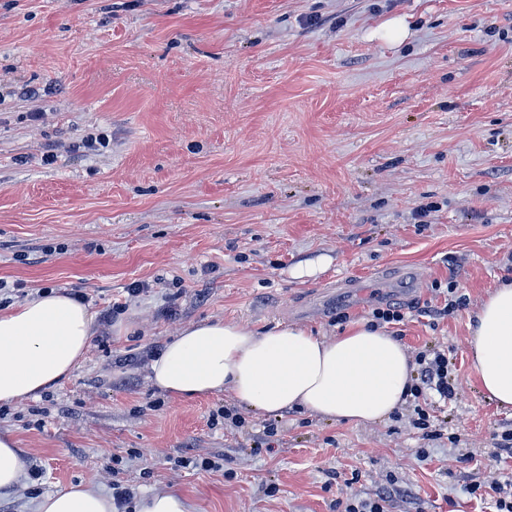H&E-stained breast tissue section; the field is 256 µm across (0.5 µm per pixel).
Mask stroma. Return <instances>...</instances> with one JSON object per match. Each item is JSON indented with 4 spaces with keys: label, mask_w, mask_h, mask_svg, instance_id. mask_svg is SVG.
<instances>
[{
    "label": "stroma",
    "mask_w": 512,
    "mask_h": 512,
    "mask_svg": "<svg viewBox=\"0 0 512 512\" xmlns=\"http://www.w3.org/2000/svg\"><path fill=\"white\" fill-rule=\"evenodd\" d=\"M506 276L512 0H0V281L113 312L68 378L0 409L7 512L116 478L191 512H332L392 482L393 512H490L468 489L512 470V410L480 396L468 324ZM451 284L465 305L423 316ZM383 303L408 356L447 351L458 396L433 414L456 443L408 404L355 425L148 378L192 323L329 338ZM193 454L223 471L172 469ZM22 464L15 440L0 433V488H13L22 477Z\"/></svg>",
    "instance_id": "1"
}]
</instances>
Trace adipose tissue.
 Here are the masks:
<instances>
[{
	"instance_id": "ef3b65f1",
	"label": "adipose tissue",
	"mask_w": 512,
	"mask_h": 512,
	"mask_svg": "<svg viewBox=\"0 0 512 512\" xmlns=\"http://www.w3.org/2000/svg\"><path fill=\"white\" fill-rule=\"evenodd\" d=\"M95 315L70 295L39 291L0 311V403L19 402L68 377L83 360ZM471 374L480 393L512 408V280L488 295L469 325ZM413 366L402 344L366 322L324 338L300 327L267 332L234 322L184 327L150 363L149 379L180 398L231 392L243 407L301 408L363 424L405 402ZM36 512H113L102 492L76 484L42 496Z\"/></svg>"
}]
</instances>
